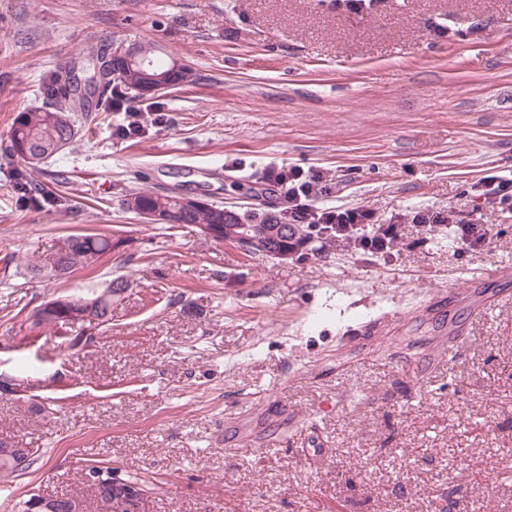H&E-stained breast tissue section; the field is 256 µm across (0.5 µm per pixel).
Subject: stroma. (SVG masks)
Here are the masks:
<instances>
[{"label":"stroma","mask_w":512,"mask_h":512,"mask_svg":"<svg viewBox=\"0 0 512 512\" xmlns=\"http://www.w3.org/2000/svg\"><path fill=\"white\" fill-rule=\"evenodd\" d=\"M104 40L154 42L196 81L137 101V135L90 110L30 174L47 201L0 156V374L30 388L0 397V441L42 451L0 477V512L37 495L102 512L83 480L101 463L144 481L152 512H512V205L478 191L512 177V0H0V140ZM276 165L395 225L390 249L282 263L121 205L249 187L278 212ZM450 213L490 224L486 242L459 249ZM79 232L125 245L59 281L27 271ZM119 276L94 343L74 345L78 323L30 329L39 305ZM452 330L468 340L450 361Z\"/></svg>","instance_id":"35a3bbf8"}]
</instances>
